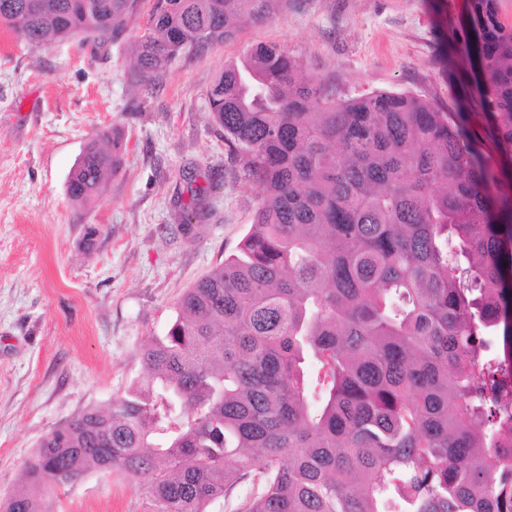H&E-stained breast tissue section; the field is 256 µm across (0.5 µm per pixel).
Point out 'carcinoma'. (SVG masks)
<instances>
[{
    "instance_id": "obj_1",
    "label": "carcinoma",
    "mask_w": 512,
    "mask_h": 512,
    "mask_svg": "<svg viewBox=\"0 0 512 512\" xmlns=\"http://www.w3.org/2000/svg\"><path fill=\"white\" fill-rule=\"evenodd\" d=\"M147 0H0V24L96 52ZM276 0H153L133 75L234 38ZM480 106L512 154V26L471 0ZM241 179L262 187L236 253L138 349L144 373L45 436L0 512L92 469L140 480L147 512H512V195L456 117L409 92L339 97L276 44L209 93ZM87 143L71 201L121 163ZM251 486L248 483L237 485L232 492L212 503L208 507L210 512H237L244 498L250 493Z\"/></svg>"
}]
</instances>
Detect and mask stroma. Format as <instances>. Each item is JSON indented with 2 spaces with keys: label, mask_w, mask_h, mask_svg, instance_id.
Returning <instances> with one entry per match:
<instances>
[{
  "label": "stroma",
  "mask_w": 512,
  "mask_h": 512,
  "mask_svg": "<svg viewBox=\"0 0 512 512\" xmlns=\"http://www.w3.org/2000/svg\"><path fill=\"white\" fill-rule=\"evenodd\" d=\"M468 3L281 0L268 21H242L234 40L181 58L152 88L132 81L128 42L93 53L0 27V501L21 487L45 435L142 375L139 343L165 334L183 292L248 232L262 191L240 179L209 118L225 63L274 43L327 90L410 92L464 112L512 193V157L466 83ZM111 130L123 138L120 169L95 200L72 202L66 183L83 146ZM193 205L207 220L183 223ZM145 502L139 481L94 470L44 507L143 512Z\"/></svg>",
  "instance_id": "stroma-1"
}]
</instances>
